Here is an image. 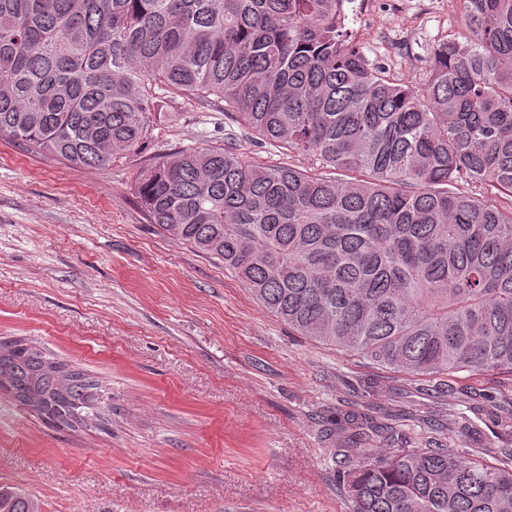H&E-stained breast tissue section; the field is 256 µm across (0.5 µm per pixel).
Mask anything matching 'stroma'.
<instances>
[{
	"instance_id": "35a3bbf8",
	"label": "stroma",
	"mask_w": 512,
	"mask_h": 512,
	"mask_svg": "<svg viewBox=\"0 0 512 512\" xmlns=\"http://www.w3.org/2000/svg\"><path fill=\"white\" fill-rule=\"evenodd\" d=\"M369 63L425 80L447 36L467 30L455 0H349ZM229 145L284 159L216 106L185 100L145 150L78 167L0 139V341L36 342L98 378L106 425L59 428L0 392V484L41 512H349L327 433L355 411L447 422L465 453L474 406L512 400V376L432 380L392 373L298 336L225 270L146 219L135 177L154 156Z\"/></svg>"
}]
</instances>
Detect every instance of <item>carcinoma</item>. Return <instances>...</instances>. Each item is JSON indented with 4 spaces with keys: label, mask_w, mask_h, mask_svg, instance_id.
<instances>
[{
    "label": "carcinoma",
    "mask_w": 512,
    "mask_h": 512,
    "mask_svg": "<svg viewBox=\"0 0 512 512\" xmlns=\"http://www.w3.org/2000/svg\"><path fill=\"white\" fill-rule=\"evenodd\" d=\"M345 2L0 0V136L97 168L141 150L160 93L220 104L293 162L160 155L136 178L150 223L314 342L409 375L512 374V0H458L470 36L439 42L422 83L368 62ZM2 380L56 426L107 406L24 340L0 342ZM354 425L334 451L350 512H512V448L376 456L394 427ZM0 512L40 504L0 484Z\"/></svg>",
    "instance_id": "cac0c4a2"
}]
</instances>
